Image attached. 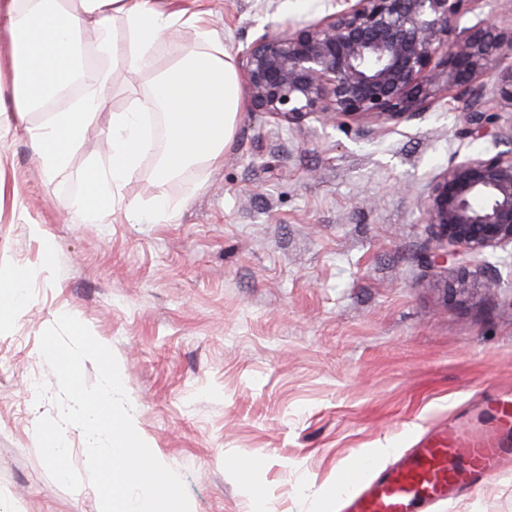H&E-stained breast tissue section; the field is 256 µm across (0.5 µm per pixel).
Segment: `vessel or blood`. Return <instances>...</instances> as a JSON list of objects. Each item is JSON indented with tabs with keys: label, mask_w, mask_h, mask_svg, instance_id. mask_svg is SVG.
<instances>
[{
	"label": "vessel or blood",
	"mask_w": 512,
	"mask_h": 512,
	"mask_svg": "<svg viewBox=\"0 0 512 512\" xmlns=\"http://www.w3.org/2000/svg\"><path fill=\"white\" fill-rule=\"evenodd\" d=\"M512 460L497 437L474 435L449 423L435 442L413 448L374 474L354 465L341 474L348 492L342 512H432L461 488H473Z\"/></svg>",
	"instance_id": "vessel-or-blood-1"
}]
</instances>
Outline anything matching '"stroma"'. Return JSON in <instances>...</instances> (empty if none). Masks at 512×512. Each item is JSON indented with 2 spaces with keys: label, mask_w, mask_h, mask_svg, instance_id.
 Returning a JSON list of instances; mask_svg holds the SVG:
<instances>
[{
  "label": "stroma",
  "mask_w": 512,
  "mask_h": 512,
  "mask_svg": "<svg viewBox=\"0 0 512 512\" xmlns=\"http://www.w3.org/2000/svg\"><path fill=\"white\" fill-rule=\"evenodd\" d=\"M238 57L268 24L333 0H185ZM462 91L384 123H285L243 108L221 164L185 168L149 213L153 153L113 204L85 205L111 145L101 115L43 179L25 125L0 127V512H96L54 481L35 425L53 376L41 333L59 311L118 361L138 434L184 479L191 512H336V468L365 448L416 447L449 419L495 430L512 391V248L434 273L424 201L464 157L512 150L458 133ZM145 214L128 223L125 209ZM500 279L494 290L489 279ZM253 463V491L233 476ZM434 512H512V469Z\"/></svg>",
  "instance_id": "1"
}]
</instances>
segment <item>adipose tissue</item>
I'll list each match as a JSON object with an SVG mask.
<instances>
[{"label": "adipose tissue", "instance_id": "1", "mask_svg": "<svg viewBox=\"0 0 512 512\" xmlns=\"http://www.w3.org/2000/svg\"><path fill=\"white\" fill-rule=\"evenodd\" d=\"M117 19L127 30L121 41L110 35ZM178 24L194 26L199 45L171 66L155 69V52ZM0 43L6 47L0 54V82L9 84L11 110L19 116L34 112L42 97L75 76H89L92 90L79 106L51 113L28 129L42 178H52L64 167L69 150L81 145L85 129L105 112L111 115L105 129L111 153L107 160L92 163L84 176L88 192L96 198L113 201L137 176L148 146L143 117L154 108L166 118L155 169L156 214L175 211L167 185L183 169L222 161L242 109L241 88L224 41L204 13L171 11L162 0H0ZM90 53L133 72L151 73L149 99L135 95L129 108L113 110L111 72H86Z\"/></svg>", "mask_w": 512, "mask_h": 512}]
</instances>
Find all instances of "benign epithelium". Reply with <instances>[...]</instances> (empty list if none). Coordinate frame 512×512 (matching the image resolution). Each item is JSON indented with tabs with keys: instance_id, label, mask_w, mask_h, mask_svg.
<instances>
[{
	"instance_id": "obj_1",
	"label": "benign epithelium",
	"mask_w": 512,
	"mask_h": 512,
	"mask_svg": "<svg viewBox=\"0 0 512 512\" xmlns=\"http://www.w3.org/2000/svg\"><path fill=\"white\" fill-rule=\"evenodd\" d=\"M340 9L292 27L267 25L240 54L252 109L293 123L400 119L426 110L440 92L459 87L460 135L512 141L484 108V78L512 106V30L462 27L469 0H338ZM428 224L436 241L430 267L445 270L475 254L512 245V151L453 163L430 189Z\"/></svg>"
}]
</instances>
